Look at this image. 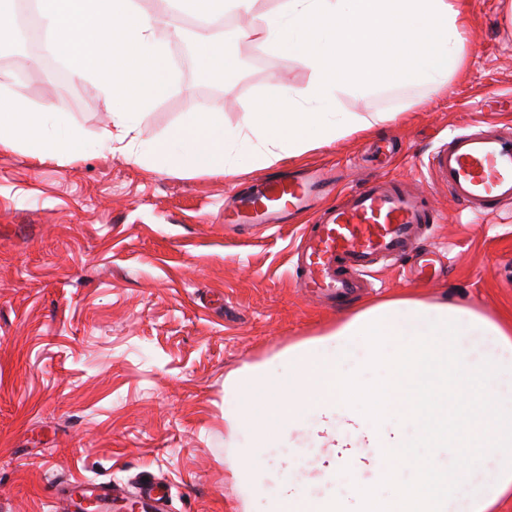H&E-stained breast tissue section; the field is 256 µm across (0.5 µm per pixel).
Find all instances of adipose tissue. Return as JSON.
<instances>
[{"label":"adipose tissue","instance_id":"1","mask_svg":"<svg viewBox=\"0 0 512 512\" xmlns=\"http://www.w3.org/2000/svg\"><path fill=\"white\" fill-rule=\"evenodd\" d=\"M458 0H281L273 13L240 29L252 40L299 59L315 82L286 89L282 111L248 110L242 127L217 112H196L135 162L162 167L268 168L370 128L343 110L344 93L382 87L381 61L411 54L407 84L433 96L464 63ZM49 134L41 113L20 93L0 101V148L26 149L41 160L71 155L77 134L65 118ZM280 377L247 368L224 382V430L248 427L254 448L297 439L317 448L315 479L349 472L383 474L386 462L424 472L417 512H497L512 498V321L449 303L398 298L369 305L324 336L289 348ZM454 462L437 463L440 450ZM268 512H348L344 501L315 497L281 479Z\"/></svg>","mask_w":512,"mask_h":512}]
</instances>
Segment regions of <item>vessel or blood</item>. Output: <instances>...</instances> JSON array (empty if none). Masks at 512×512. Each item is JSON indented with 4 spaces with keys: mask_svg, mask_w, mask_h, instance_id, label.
<instances>
[{
    "mask_svg": "<svg viewBox=\"0 0 512 512\" xmlns=\"http://www.w3.org/2000/svg\"><path fill=\"white\" fill-rule=\"evenodd\" d=\"M429 170L470 212L492 213L512 202V131L489 123L468 126L432 156ZM308 208L313 218L296 249L293 277L306 292L331 301L365 287L374 263L404 254L421 225L438 221L422 192L387 177H372L341 196L331 174L296 170L247 187L225 221L266 227ZM82 493L102 502L112 490L82 484L78 493L66 495L68 512H81Z\"/></svg>",
    "mask_w": 512,
    "mask_h": 512,
    "instance_id": "1",
    "label": "vessel or blood"
}]
</instances>
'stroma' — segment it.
I'll return each mask as SVG.
<instances>
[{"mask_svg": "<svg viewBox=\"0 0 512 512\" xmlns=\"http://www.w3.org/2000/svg\"><path fill=\"white\" fill-rule=\"evenodd\" d=\"M135 3L155 20L166 56L219 34L188 24L174 34L160 21L162 0ZM461 7L465 63L439 96L421 99L404 83L342 96L344 110L389 118L284 160L334 168L345 191L369 176L395 178L423 191L440 215L417 243L435 261L432 281L414 280L403 261L382 263L373 290L335 308L290 277L304 222L263 234L224 229L226 202L276 167L227 175L135 162L101 138L111 99L100 77L69 73L55 51H23L16 70L0 68V93H22L33 112L56 106L81 136L72 162L0 151V512H61L64 486L76 480L115 486L109 512H130L146 482L163 489L162 512H265L287 475L313 495L351 500L346 469L309 482L318 451L301 444L255 449L259 488L246 496L224 435V380L255 364L279 375L288 347L388 299L454 303L512 320V205L474 216L426 167L462 125L512 129L504 0ZM229 19L219 35L239 58L236 79L203 89L190 67L168 65L169 86L136 116L140 138H163L210 106L237 128L257 100L316 80L286 53L234 44L248 16ZM49 64L67 74V85L44 77Z\"/></svg>", "mask_w": 512, "mask_h": 512, "instance_id": "stroma-1", "label": "stroma"}]
</instances>
